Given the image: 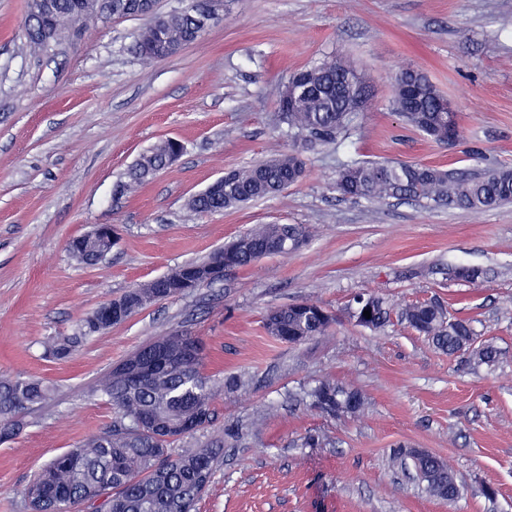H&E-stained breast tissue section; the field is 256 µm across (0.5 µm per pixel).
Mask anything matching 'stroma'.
Here are the masks:
<instances>
[{"label":"stroma","instance_id":"1","mask_svg":"<svg viewBox=\"0 0 512 512\" xmlns=\"http://www.w3.org/2000/svg\"><path fill=\"white\" fill-rule=\"evenodd\" d=\"M27 0H0V373L49 381L53 393L0 443V512H28L24 489L52 457L114 424L99 381L164 332L187 329L206 372L245 376L215 403L213 432L239 431L214 465L198 512H512V203L484 212L393 200L376 207L333 187L350 160L425 163L480 176L512 167V0H221L220 19L178 53L144 60L142 18L88 23L41 53L17 32ZM343 57L371 98L334 143L304 149L302 179L281 195L221 214L188 201L226 170L288 150L272 86L324 57ZM411 65L454 106L448 147L405 125L391 82ZM184 150L137 190L125 174L158 142ZM113 225L100 263H76L69 241ZM257 224H302L311 238L224 281L162 300L84 340L63 361L47 347L108 299L207 258ZM482 269L477 282L452 268ZM390 306L370 330L355 295ZM438 299L504 354L496 366L436 350L400 317ZM301 300L337 316L300 345L266 333L271 309ZM325 377L363 391L356 418L314 409ZM404 443L451 462L463 492L426 494ZM493 487L486 497L484 487ZM353 302L354 306H350V316L355 320L362 310L363 312L371 310L370 319L363 316L361 326L376 330L387 323L390 316V306L382 296L375 293H360L353 299Z\"/></svg>","mask_w":512,"mask_h":512}]
</instances>
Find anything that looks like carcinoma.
<instances>
[{
    "instance_id": "cac0c4a2",
    "label": "carcinoma",
    "mask_w": 512,
    "mask_h": 512,
    "mask_svg": "<svg viewBox=\"0 0 512 512\" xmlns=\"http://www.w3.org/2000/svg\"><path fill=\"white\" fill-rule=\"evenodd\" d=\"M208 6V0H191L181 13L163 15L156 10V0H29L19 33L28 46L43 50L76 18L106 22L142 17L148 22L138 34L134 50L142 58L153 60L194 41L200 29L199 17ZM275 94L288 137L307 145L336 141L366 110L370 100L369 87L360 74L344 59L330 56L291 75ZM392 96L403 121L432 140L451 144L460 138L456 113L443 111V95L419 69L404 66L397 70ZM183 149L177 140L161 141L130 167L127 186L143 185L167 168ZM304 171L300 152L276 153L247 168L224 173V189L206 187L190 198L189 207L199 214L222 213L275 197L299 182ZM335 189L345 198L368 202L410 199L431 207L486 211L512 202V169L495 168L481 177H471L420 163L351 161L338 171ZM113 234L109 226L95 237H77L71 241L69 252L72 258L88 265L90 258L113 246ZM308 238L309 231L301 224H260L224 247V274L249 268L265 257L296 252ZM198 287L197 273L182 265L160 276L151 288L128 290L123 296L125 318L152 303ZM353 302L352 318L371 311L362 326L376 330L387 323L390 306L385 298L360 293ZM110 304L109 300L103 302L65 342L49 345L50 353L63 359L83 339L105 331L103 315ZM400 315L435 348L450 356L463 352L464 338L475 335L469 321L449 317L435 301L408 304ZM334 321L335 317L319 303L305 300L270 311L265 327L280 340L301 344L326 335ZM200 342V337L189 330L167 332L105 375L100 391L112 402L118 421L54 457L35 474L24 492L31 512H72L91 499L99 500L93 512H195L196 502L211 483L224 436L180 453L173 452L170 445L210 426L216 417L214 403L223 392L243 391L248 386L239 376L217 380L206 374V353L196 349ZM160 346L171 354L168 363L136 380L130 377L134 365L150 363L153 351ZM468 356L478 364L492 366L500 361L502 352L493 340L485 339ZM52 390V385L41 378L1 374L0 441L16 436L22 425L21 415L42 407ZM308 396L312 406L333 417L342 413L355 418L367 404L361 390L329 377L318 381ZM147 413L172 432L159 437L140 430L139 420ZM394 454L402 462L412 461L427 494L448 501L461 496L460 485L443 487L444 477L453 473L447 461L403 445Z\"/></svg>"
}]
</instances>
